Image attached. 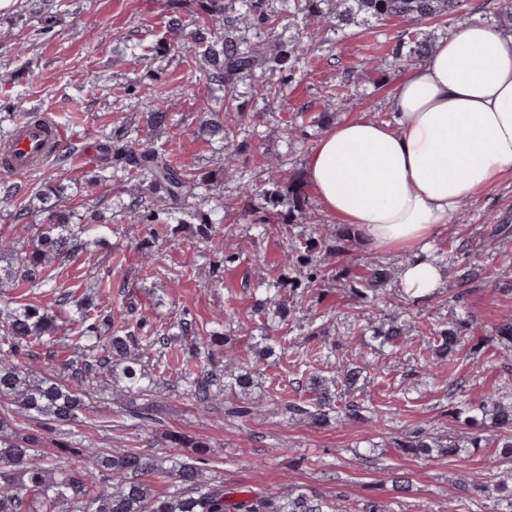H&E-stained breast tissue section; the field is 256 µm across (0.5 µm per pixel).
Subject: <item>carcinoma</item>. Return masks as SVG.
Instances as JSON below:
<instances>
[{"label":"carcinoma","mask_w":512,"mask_h":512,"mask_svg":"<svg viewBox=\"0 0 512 512\" xmlns=\"http://www.w3.org/2000/svg\"><path fill=\"white\" fill-rule=\"evenodd\" d=\"M239 9L228 11L225 0H197L206 22L184 36L186 25L174 13L170 32L186 40L175 45L158 44L156 51L181 52L200 69L199 81L213 90L224 91L231 103L239 99L238 87L249 84L251 98L266 102L283 93L303 64V43L317 41L320 26L331 23L338 31L361 25H376L389 19L409 24L402 33L394 59L404 66L426 62L435 43L426 25L440 17L463 10L478 11L470 0H238ZM283 73L281 86L263 82L266 70ZM170 114L161 108L149 112L150 129L170 127ZM200 130L208 138L226 142L227 153L220 171L190 174L154 148L136 128L119 127L98 143L97 167L112 170L119 179L135 182L123 209L141 224H157L174 232L180 226L194 227L197 241L190 243L194 254L212 239L216 220L204 210L215 199L224 207V182L236 184L233 204L238 212L253 217L261 231L272 224H289L296 218L312 217V202L303 190L300 174L288 179L286 191L260 190L245 179L243 165L252 153L248 139L237 134L204 103ZM263 194L269 209L254 205ZM28 212L45 216L31 244L22 248L4 238L0 250L11 263L0 266V294L20 284L48 282V267L89 245L74 229V213L63 206L56 188L38 193ZM351 233L317 231V235L292 242L283 251L280 264L291 270L288 278L262 280L265 297L254 301L251 319L278 318L268 325L270 334L255 343L243 339L235 346L232 338L215 332L202 334L196 322L185 319L179 334L146 329L140 317L135 329L115 328L135 313L115 314L101 300L75 302L76 326L63 353L50 352L41 369L34 371L25 361L30 348L52 347L62 330L60 315L48 308L17 303L14 298L0 306V512H338L336 501L294 487L286 494L261 488L224 484L205 476L204 456L210 445L179 431H169L165 440L171 448H192L186 458L156 457L136 450L114 451L91 448L75 440V427L85 422L89 400L103 384L112 397L123 403L128 426L149 433L161 425L156 399L172 384L195 407L211 410L224 405V416L246 419L261 411L263 404L252 399L259 361L276 349L287 350L283 325L302 305L314 307L319 297L312 284L324 278L325 256L346 252ZM390 280L388 266L371 265L364 275H346L347 297L375 308L384 303V285ZM382 345L398 351L407 344L406 323L396 317L378 327ZM494 340L503 350L512 348V316L494 328ZM461 345L458 328H434L425 341L426 365L443 368L453 360ZM252 357H246V354ZM175 380H170L169 371ZM364 368L350 361L332 376L310 375L305 379L308 396L288 398L272 395L270 413L286 421L324 428L340 416L345 421L366 418L367 407L354 396ZM231 397H225V393ZM455 417L469 427L463 438L440 439L418 427L393 441L396 451L420 458L459 456L469 448L495 449L488 464L498 467L512 462V394L498 393L467 407L456 408ZM56 451L45 452L50 434ZM169 482L173 490L157 484ZM482 499L512 504V483L490 480L483 484H461Z\"/></svg>","instance_id":"carcinoma-1"}]
</instances>
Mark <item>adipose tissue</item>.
Instances as JSON below:
<instances>
[{"label":"adipose tissue","mask_w":512,"mask_h":512,"mask_svg":"<svg viewBox=\"0 0 512 512\" xmlns=\"http://www.w3.org/2000/svg\"><path fill=\"white\" fill-rule=\"evenodd\" d=\"M388 121L357 118L325 133L306 176L331 214L381 252H408L413 299L444 271L421 253L459 204L512 172V34L483 24L436 44L397 89Z\"/></svg>","instance_id":"adipose-tissue-1"}]
</instances>
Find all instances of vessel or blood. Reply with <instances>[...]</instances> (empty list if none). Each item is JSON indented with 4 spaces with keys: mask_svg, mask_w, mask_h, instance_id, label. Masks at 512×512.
Returning <instances> with one entry per match:
<instances>
[{
    "mask_svg": "<svg viewBox=\"0 0 512 512\" xmlns=\"http://www.w3.org/2000/svg\"><path fill=\"white\" fill-rule=\"evenodd\" d=\"M68 137L67 128L49 119L26 121L0 137V149L8 153L14 171L29 173L41 168L50 158L52 146L65 142Z\"/></svg>",
    "mask_w": 512,
    "mask_h": 512,
    "instance_id": "vessel-or-blood-1",
    "label": "vessel or blood"
}]
</instances>
